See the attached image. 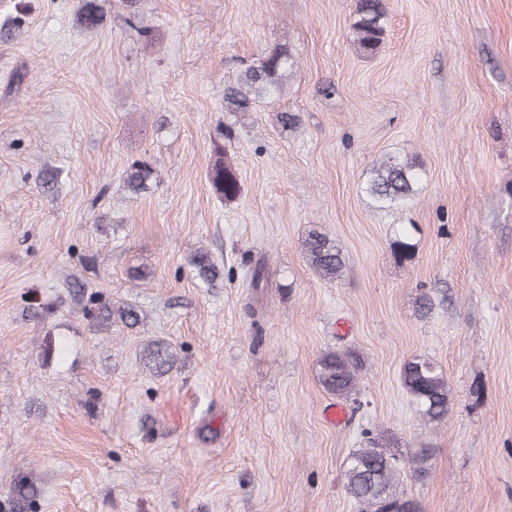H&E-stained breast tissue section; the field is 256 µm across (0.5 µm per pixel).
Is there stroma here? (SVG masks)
<instances>
[{
    "instance_id": "35a3bbf8",
    "label": "stroma",
    "mask_w": 512,
    "mask_h": 512,
    "mask_svg": "<svg viewBox=\"0 0 512 512\" xmlns=\"http://www.w3.org/2000/svg\"><path fill=\"white\" fill-rule=\"evenodd\" d=\"M354 4L137 0L148 42L121 0L94 30L79 0H0L22 19L0 34V503L26 476V512H358L342 467L369 431L433 449L401 485L421 512H512V0H385L372 55ZM282 45L283 96L225 112V86ZM389 153L423 172L390 211L363 190ZM219 155L232 201L208 182ZM139 158L157 181L136 196ZM312 229L340 279L309 266ZM201 250L215 284L188 264ZM95 291L138 324L85 315ZM343 348L363 367L336 427L316 363ZM416 357L451 387L440 423L401 385ZM211 189L216 197L225 201L236 199L240 192V180L237 171L219 155L208 173ZM153 173V168L147 161H132L126 169L124 175L127 188L136 195L150 190ZM301 248L320 278L334 281L342 276L345 261L341 247L327 234L317 229L309 231Z\"/></svg>"
}]
</instances>
